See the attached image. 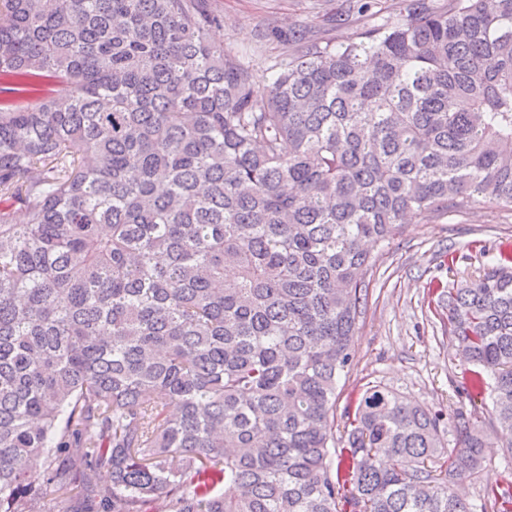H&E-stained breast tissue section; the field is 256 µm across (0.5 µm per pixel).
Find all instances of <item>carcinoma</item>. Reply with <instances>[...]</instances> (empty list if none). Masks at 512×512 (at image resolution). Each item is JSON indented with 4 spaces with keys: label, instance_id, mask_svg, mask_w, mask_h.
<instances>
[{
    "label": "carcinoma",
    "instance_id": "cac0c4a2",
    "mask_svg": "<svg viewBox=\"0 0 512 512\" xmlns=\"http://www.w3.org/2000/svg\"><path fill=\"white\" fill-rule=\"evenodd\" d=\"M400 14L260 84L211 0H0V512H472L469 417L333 436L364 243L512 207V0ZM445 300L512 451V254Z\"/></svg>",
    "mask_w": 512,
    "mask_h": 512
}]
</instances>
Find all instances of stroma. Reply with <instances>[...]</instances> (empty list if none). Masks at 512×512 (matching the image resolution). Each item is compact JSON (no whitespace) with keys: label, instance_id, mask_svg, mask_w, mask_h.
Returning a JSON list of instances; mask_svg holds the SVG:
<instances>
[{"label":"stroma","instance_id":"1","mask_svg":"<svg viewBox=\"0 0 512 512\" xmlns=\"http://www.w3.org/2000/svg\"><path fill=\"white\" fill-rule=\"evenodd\" d=\"M213 6L224 24L211 30L212 40L248 62L261 83L272 78L276 61L295 50L297 32H305L307 43L337 46L400 18L398 0H213ZM503 249L512 251V207L483 201L414 217L390 244L375 247L352 362L336 389L337 442H344L347 414L371 384L441 414L447 423L458 413L471 415L487 438L496 437L489 394L473 400L464 391L470 365L458 356L432 287L478 279ZM484 455L479 477L463 488L473 512H486L484 487L512 468V455L500 446Z\"/></svg>","mask_w":512,"mask_h":512}]
</instances>
